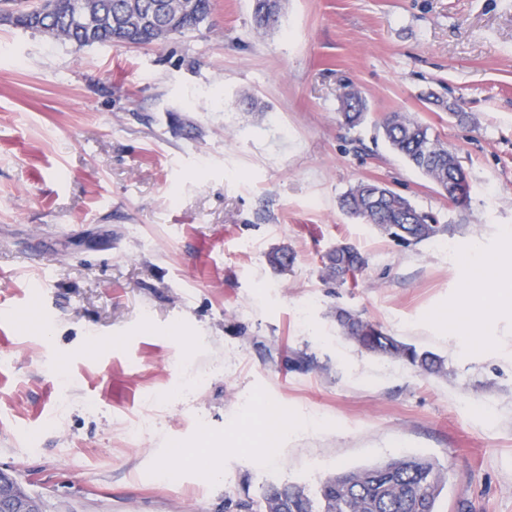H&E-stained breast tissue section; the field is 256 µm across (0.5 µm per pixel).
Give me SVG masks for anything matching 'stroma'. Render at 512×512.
<instances>
[{
    "mask_svg": "<svg viewBox=\"0 0 512 512\" xmlns=\"http://www.w3.org/2000/svg\"><path fill=\"white\" fill-rule=\"evenodd\" d=\"M211 22L141 48L0 25V471L47 512H235L424 456L438 512H512V0H286L261 33L216 0ZM391 112L456 153L465 205L389 148ZM362 181L447 232L397 245L342 209ZM340 243L367 258L342 286ZM340 308L445 373L361 350ZM352 88L348 85L341 96V98L343 97L341 103L342 116L348 129H353L364 121L368 108L365 99Z\"/></svg>",
    "mask_w": 512,
    "mask_h": 512,
    "instance_id": "35a3bbf8",
    "label": "stroma"
}]
</instances>
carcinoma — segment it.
I'll return each instance as SVG.
<instances>
[{
    "label": "carcinoma",
    "mask_w": 512,
    "mask_h": 512,
    "mask_svg": "<svg viewBox=\"0 0 512 512\" xmlns=\"http://www.w3.org/2000/svg\"><path fill=\"white\" fill-rule=\"evenodd\" d=\"M213 7V0H0V12L9 14L13 27L79 47L127 46L135 39H153L162 45L170 35L185 36L199 30ZM342 97L344 124L353 129L364 121L367 103L350 85ZM380 129L391 149L440 190L448 191L456 176L464 174L455 154L429 126L402 112H392L384 117ZM342 208L406 246L447 231L408 198L376 182L352 187L343 196ZM365 264L357 248L339 244L327 255L324 268L328 277L342 282ZM336 323L369 353L403 361L423 374L438 375L444 370L443 360L435 353L402 342L350 311H336ZM442 490L438 464L410 456L340 471L321 482L315 497L296 484L272 486L263 501L265 512H437Z\"/></svg>",
    "instance_id": "1"
}]
</instances>
